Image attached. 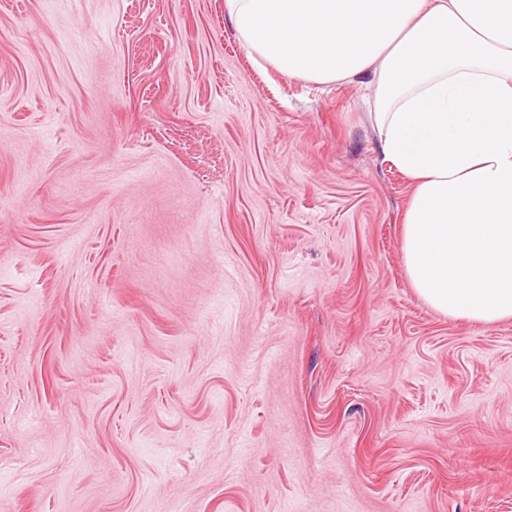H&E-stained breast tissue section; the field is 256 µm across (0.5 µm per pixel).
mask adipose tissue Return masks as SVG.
Listing matches in <instances>:
<instances>
[{
  "label": "adipose tissue",
  "mask_w": 512,
  "mask_h": 512,
  "mask_svg": "<svg viewBox=\"0 0 512 512\" xmlns=\"http://www.w3.org/2000/svg\"><path fill=\"white\" fill-rule=\"evenodd\" d=\"M252 60L362 77L385 162L408 180L402 254L418 297L512 319V0H224Z\"/></svg>",
  "instance_id": "1"
}]
</instances>
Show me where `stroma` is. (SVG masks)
Segmentation results:
<instances>
[{"label": "stroma", "mask_w": 512, "mask_h": 512, "mask_svg": "<svg viewBox=\"0 0 512 512\" xmlns=\"http://www.w3.org/2000/svg\"><path fill=\"white\" fill-rule=\"evenodd\" d=\"M367 94L0 0V512H512V320L416 295Z\"/></svg>", "instance_id": "obj_1"}]
</instances>
